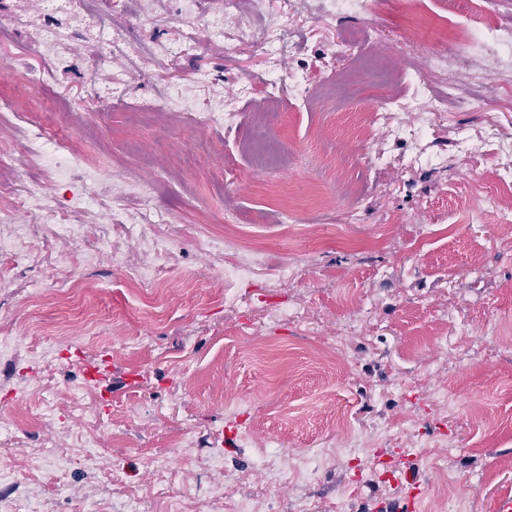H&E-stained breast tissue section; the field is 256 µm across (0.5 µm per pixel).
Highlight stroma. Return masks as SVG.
Wrapping results in <instances>:
<instances>
[{"mask_svg":"<svg viewBox=\"0 0 512 512\" xmlns=\"http://www.w3.org/2000/svg\"><path fill=\"white\" fill-rule=\"evenodd\" d=\"M64 7L48 14L43 0H0V60L17 71H42L41 91L60 105L53 121L59 137L88 148L105 167L92 207L70 204L83 181L55 187L59 203L21 212L1 224L0 236L26 228L20 254L0 258V313L12 360L0 359V468L16 476L0 485V512H17L33 496L42 512H84L95 498L99 512L114 499L134 496L142 512H210L207 493L224 485L230 503L266 512H397L404 490L381 479L376 458L404 462L430 485L420 512H441L454 495L462 512H490L496 495L512 489V225L477 205L461 188L469 169L488 159L468 152L488 130L512 139V93L494 74H472L469 54L449 50L448 65L462 82L440 122L425 134L418 164L402 157L398 137H383L369 122L383 93L370 72L357 74V92L335 107L305 109L284 97L266 114L267 131L285 157L273 171L255 168L247 147L256 103L268 83L298 74L313 89L355 64L361 47L351 33L373 26L370 51L388 57L394 92L408 119L422 105L413 93L402 37L399 0H384L376 18L335 19L310 0L306 14L280 15L279 0L262 13L225 12L224 0H197L198 11L219 15L224 36L205 38L197 20L180 16V0H108L101 16ZM150 25H140V16ZM67 37L60 62L40 53L43 27ZM112 30L113 47L101 29ZM187 85L206 111L223 101L232 128L211 133L199 150L191 131L165 113L135 124L110 108L102 88L120 85L128 97L148 100L176 83ZM395 155L378 169L368 156L378 138ZM202 151L193 168L181 153ZM130 179L153 181L149 200L122 195ZM359 220L344 235L334 227L349 207ZM169 235L173 251L145 253L120 227L122 212ZM405 220L388 224L393 212ZM239 249L206 254L184 233L187 224L223 232L227 216ZM59 224H81L82 240L58 236ZM264 251L251 277L224 302L226 264L240 248ZM158 263L163 275L148 298L127 283L124 270ZM294 280H278L282 265ZM78 287H69V279ZM253 339L240 336L243 325ZM343 337L349 362L337 365L304 333ZM432 359L428 379L419 364ZM100 367L87 410L70 395L87 383V364ZM406 393L391 398L390 388ZM447 390L448 413L434 410L431 392ZM413 416L424 435H446L444 454L417 447L393 432L344 456L343 423L366 435L381 419ZM63 456L69 466L50 469L37 450ZM325 453L308 481L270 486L259 456L281 467ZM221 456L223 471L211 466ZM441 459L432 470L429 459ZM64 486L60 495L49 485Z\"/></svg>","mask_w":512,"mask_h":512,"instance_id":"35a3bbf8","label":"stroma"}]
</instances>
